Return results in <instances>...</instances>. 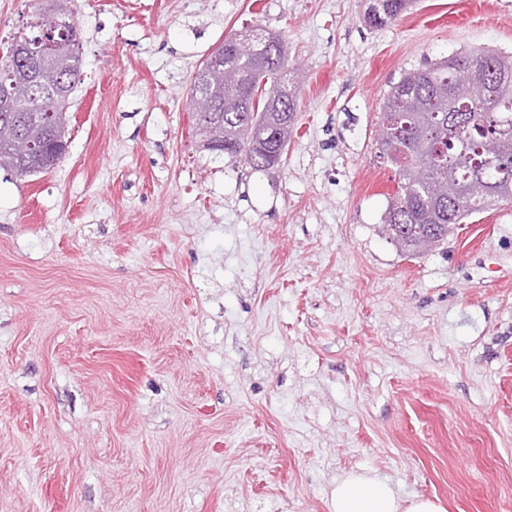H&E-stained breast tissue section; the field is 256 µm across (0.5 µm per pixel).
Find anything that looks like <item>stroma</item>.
Here are the masks:
<instances>
[{
    "mask_svg": "<svg viewBox=\"0 0 512 512\" xmlns=\"http://www.w3.org/2000/svg\"><path fill=\"white\" fill-rule=\"evenodd\" d=\"M73 0L53 169L0 170V512H328L337 476L512 512V204L420 256L383 231L377 113L405 72L512 52V0ZM280 34L278 166L202 149L186 93ZM364 20L370 27H382L395 21L411 5L412 0H373Z\"/></svg>",
    "mask_w": 512,
    "mask_h": 512,
    "instance_id": "stroma-1",
    "label": "stroma"
}]
</instances>
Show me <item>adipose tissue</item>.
Returning <instances> with one entry per match:
<instances>
[{"mask_svg": "<svg viewBox=\"0 0 512 512\" xmlns=\"http://www.w3.org/2000/svg\"><path fill=\"white\" fill-rule=\"evenodd\" d=\"M329 512H444L432 500L401 499L393 485L378 476L349 472L337 478L329 499Z\"/></svg>", "mask_w": 512, "mask_h": 512, "instance_id": "obj_1", "label": "adipose tissue"}]
</instances>
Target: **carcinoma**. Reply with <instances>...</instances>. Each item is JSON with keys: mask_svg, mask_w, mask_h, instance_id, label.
I'll use <instances>...</instances> for the list:
<instances>
[{"mask_svg": "<svg viewBox=\"0 0 512 512\" xmlns=\"http://www.w3.org/2000/svg\"><path fill=\"white\" fill-rule=\"evenodd\" d=\"M412 0H373L365 22L382 27L395 21L411 5ZM60 12L53 27H66L71 10L68 0H45L29 25L37 31V23L48 7ZM224 66L242 71L244 78L238 86L219 82L212 88L217 110L224 116V128L233 136V152L224 153L233 164H244L255 170L266 167L265 157L249 146L241 131L256 114L270 127L272 139L286 154L283 123L296 115V70L288 68V60L263 58L264 43L254 52L234 45L229 38ZM79 43L61 40L55 51V70L48 80L31 81L21 70L11 72L0 80V95L16 106L28 104L37 96L45 106L36 112L0 111V169L17 171L11 156L4 151L3 134L22 133L43 146V170L54 168L63 158L66 147V126L47 121V113L55 108L54 99L62 94L72 95L81 81L82 57ZM483 62L476 86L455 83L452 67H466L473 62L469 52H455L433 65L405 73L384 96L378 112V124L391 126L393 144L410 150V165L396 173L407 185L402 198L389 200L383 222L390 241L402 250L413 251V242L400 241L432 233L440 224H461L479 211L505 202L501 195L512 191V97L502 95V89L512 86V54L489 51ZM288 82V97L280 104L288 113L284 118L272 111L268 90ZM419 166L425 179L409 185L410 170ZM453 174L458 183L448 189V198L440 203L431 193V185Z\"/></svg>", "mask_w": 512, "mask_h": 512, "instance_id": "cac0c4a2", "label": "carcinoma"}]
</instances>
